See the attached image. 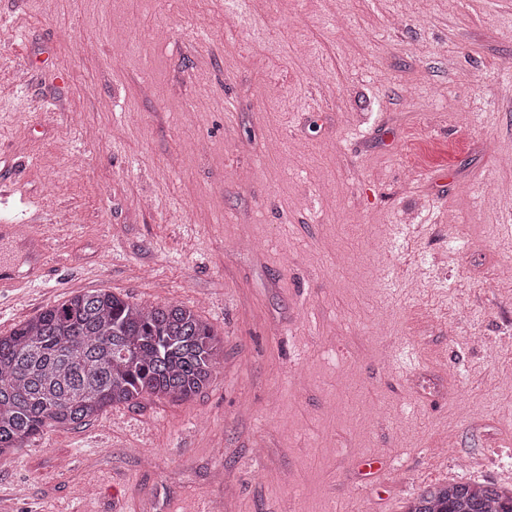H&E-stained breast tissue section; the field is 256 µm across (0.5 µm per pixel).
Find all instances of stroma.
<instances>
[{
	"label": "stroma",
	"mask_w": 512,
	"mask_h": 512,
	"mask_svg": "<svg viewBox=\"0 0 512 512\" xmlns=\"http://www.w3.org/2000/svg\"><path fill=\"white\" fill-rule=\"evenodd\" d=\"M20 222L46 259L32 276L0 241V335L108 289L192 307L224 361L187 401L32 438L0 460V512L512 488V0H0Z\"/></svg>",
	"instance_id": "1"
}]
</instances>
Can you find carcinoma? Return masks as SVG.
<instances>
[{
	"instance_id": "cac0c4a2",
	"label": "carcinoma",
	"mask_w": 512,
	"mask_h": 512,
	"mask_svg": "<svg viewBox=\"0 0 512 512\" xmlns=\"http://www.w3.org/2000/svg\"><path fill=\"white\" fill-rule=\"evenodd\" d=\"M223 358L224 341L182 303L142 306L109 290L73 294L0 335V458L109 407L187 400L211 384ZM406 512H512V489L434 485Z\"/></svg>"
}]
</instances>
